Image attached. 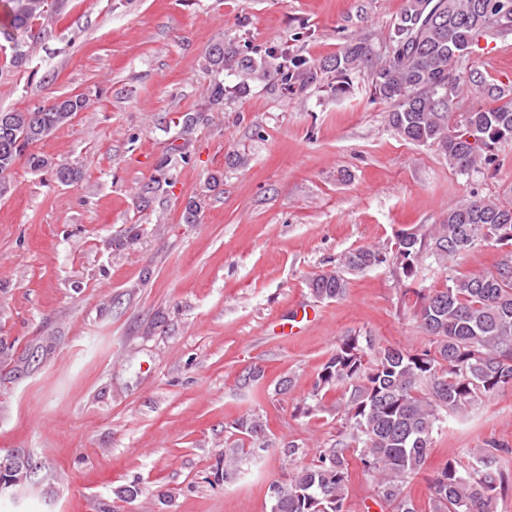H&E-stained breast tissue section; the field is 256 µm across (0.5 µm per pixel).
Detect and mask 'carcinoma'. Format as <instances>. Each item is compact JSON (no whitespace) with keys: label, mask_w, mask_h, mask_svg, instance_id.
I'll return each mask as SVG.
<instances>
[{"label":"carcinoma","mask_w":512,"mask_h":512,"mask_svg":"<svg viewBox=\"0 0 512 512\" xmlns=\"http://www.w3.org/2000/svg\"><path fill=\"white\" fill-rule=\"evenodd\" d=\"M499 0H406L390 28V51L365 35H354L343 49L318 63L288 55V64L272 65L243 54L234 44L210 47L213 71L239 74L237 92L251 81H275L288 92L303 91L323 76L336 74L334 91L350 92L353 74L367 72L374 94L393 104L389 126L418 145L437 146L462 175L495 162V152L512 141V87L490 83L463 67L481 36H512V10L500 13ZM57 0H0L5 21L0 37L11 44L12 63L25 64L24 38H33L32 22ZM481 90L486 104L454 111L464 87ZM83 94L55 96L33 108L0 119V186L21 158L30 168L48 166L31 148L85 110ZM512 246V203L477 195L450 208L443 222L421 236H398L397 256L406 278H415L427 260L447 264L488 244ZM386 259L372 246L344 257L342 268L322 270L308 281L320 300L346 295L345 273H359ZM415 317L426 336L422 350L382 348L371 336H344L318 374L315 388L340 391L336 413L345 420L346 440L324 448L289 480L272 487L271 512H345L352 451L377 497L390 512H417L405 493L407 480L424 467L448 417H463L473 404L512 388V251L490 276L448 274L441 288H408ZM240 442L224 449V475L245 458L270 447L260 417L248 414L235 423ZM512 448L488 441L474 448L467 462L452 460L429 479L431 512H496L499 495L509 488L500 461Z\"/></svg>","instance_id":"obj_1"}]
</instances>
